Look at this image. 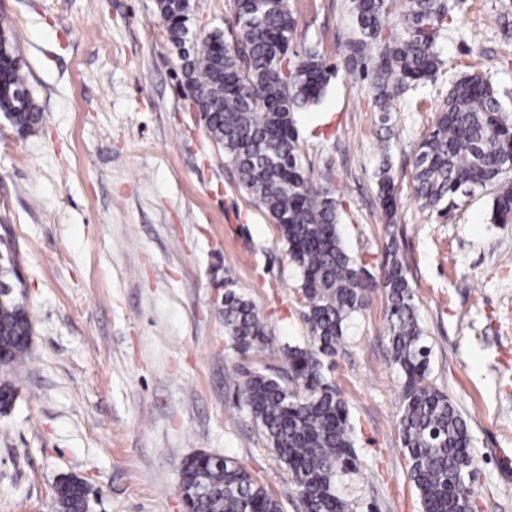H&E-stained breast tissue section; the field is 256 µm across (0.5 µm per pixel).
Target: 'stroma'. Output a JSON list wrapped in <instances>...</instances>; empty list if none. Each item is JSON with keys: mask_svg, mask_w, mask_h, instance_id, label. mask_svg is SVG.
<instances>
[{"mask_svg": "<svg viewBox=\"0 0 512 512\" xmlns=\"http://www.w3.org/2000/svg\"><path fill=\"white\" fill-rule=\"evenodd\" d=\"M292 49L333 71L323 99L297 112L306 177L328 181L342 242L367 306L350 323L330 376L356 427L350 512H422L399 447L400 380L380 281L396 240L415 290L430 380L466 419L480 464L476 512H512V224L494 223L493 191L460 197L442 217L422 207L412 159L444 106L380 115L369 79L346 64L351 0H289ZM467 33L443 58L512 91V26L500 0H462ZM42 108L34 133L0 116V251L25 282L33 333L0 415V512H57L74 475L92 512H185L183 462L205 451L237 460L283 505L303 512L243 389L285 369L282 346H308L300 274L278 224L238 185L223 148L184 93L180 58L155 0H0ZM196 36L232 35L233 0H193ZM398 198L387 216L379 176ZM243 294L268 344L240 351L224 292Z\"/></svg>", "mask_w": 512, "mask_h": 512, "instance_id": "obj_1", "label": "stroma"}]
</instances>
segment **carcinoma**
Returning a JSON list of instances; mask_svg holds the SVG:
<instances>
[{
	"mask_svg": "<svg viewBox=\"0 0 512 512\" xmlns=\"http://www.w3.org/2000/svg\"><path fill=\"white\" fill-rule=\"evenodd\" d=\"M355 34L347 61L373 76L374 104L389 111L393 101L420 105V90L438 78L449 36L465 19L449 0H352ZM169 21L168 40L184 48L181 68L187 96L205 128L224 148L243 190L279 225L291 261L299 269L311 345L285 351L288 382L258 374L243 401L262 428L270 449L297 489L304 512H346L339 478L355 469V426L331 381L325 359L336 354L346 327L365 309L361 271L338 233L330 187L308 181L300 164L294 114L318 104L332 71L314 50L289 57L297 21L288 0H233L234 43L214 29L197 40L189 27L191 0H156ZM0 113L18 133L34 132L42 110L29 91L17 41L0 26ZM512 110L499 85L479 72L448 80L445 106L414 157V192L442 214L477 188L493 187L492 219L512 223ZM379 192L394 210L393 181L382 171ZM388 289L391 362L401 378L398 415L400 450L422 512H473L474 487L466 477L478 465L470 451L467 421L429 379L430 348L419 323L415 293L395 245L381 269ZM224 325L246 352L269 341L253 305L234 289L224 293ZM32 323L23 299L0 302V359L9 364L27 352ZM16 389L0 385V412L8 413ZM178 485L192 512H284L282 504L238 462L206 452L187 458ZM84 484L57 482L58 512H86Z\"/></svg>",
	"mask_w": 512,
	"mask_h": 512,
	"instance_id": "carcinoma-1",
	"label": "carcinoma"
}]
</instances>
